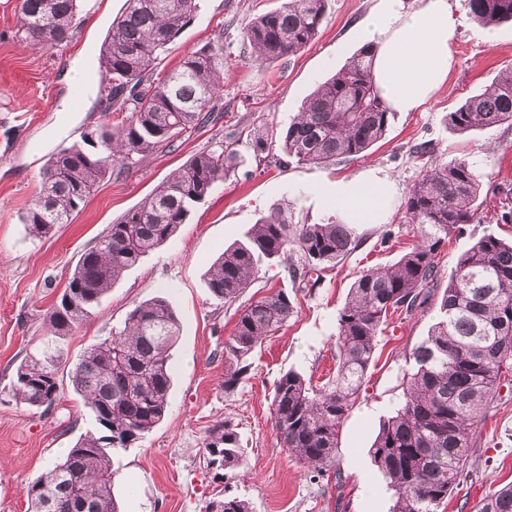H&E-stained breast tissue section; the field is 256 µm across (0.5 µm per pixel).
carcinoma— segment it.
<instances>
[{
    "mask_svg": "<svg viewBox=\"0 0 512 512\" xmlns=\"http://www.w3.org/2000/svg\"><path fill=\"white\" fill-rule=\"evenodd\" d=\"M328 0H284L259 14L238 38L260 62L281 60L317 37ZM471 18L483 27L512 21V0H468ZM197 0H127L102 44L99 70L108 82L106 110L128 116L117 127L87 132L59 147L47 160L43 188L20 216L29 236L49 235L68 223L105 178L128 162L159 149L174 151L189 130L221 119L224 91V28L216 41L188 53L181 64L155 74L162 54L191 22ZM20 29L32 46L59 44L76 29L79 0H17ZM374 45L321 84L281 133L255 129L246 144L263 160L278 149L297 165L354 158L383 139L390 111L376 88L371 65ZM512 126V67L448 113L458 134ZM239 141L217 142L173 171L139 206L108 225L69 275L46 319L42 356L20 363L13 391L32 407L52 406L60 393L58 339L91 315L127 269L161 247L187 223L195 205L235 172ZM424 161L402 210L421 228L415 245L392 266L360 273L338 312L336 377L324 384L289 370L277 380L272 419L280 447L323 477L336 467L340 428L356 403L374 358L378 334L390 313L407 315L437 306L440 317L413 350V365L399 381L403 401L380 425L370 448L374 465L393 491L391 512H436L464 474L474 426L501 380L512 376V240L493 233L462 254L438 293L441 244L493 204L498 221L512 224V184L483 192L482 178L465 159L443 161L420 144ZM360 243L342 220L294 224L288 209L276 208L234 243L208 273L212 295L227 306L258 279L264 259H278L295 290L311 288L323 265L337 262ZM224 340V393L231 395L248 375L258 346L294 313L288 289L279 288L237 310ZM180 323L168 300L154 297L135 305L122 328L87 348L70 373L73 391L92 413L96 430L25 486L31 512H118L112 494V451L139 443L166 416L172 387L170 352ZM207 467L221 476L243 467L236 429L221 421L204 442ZM207 512H252L247 500H213ZM479 512H512V486L484 499Z\"/></svg>",
    "mask_w": 512,
    "mask_h": 512,
    "instance_id": "cac0c4a2",
    "label": "carcinoma"
}]
</instances>
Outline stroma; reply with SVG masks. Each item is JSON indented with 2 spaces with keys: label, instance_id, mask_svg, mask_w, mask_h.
Segmentation results:
<instances>
[{
  "label": "stroma",
  "instance_id": "obj_1",
  "mask_svg": "<svg viewBox=\"0 0 512 512\" xmlns=\"http://www.w3.org/2000/svg\"><path fill=\"white\" fill-rule=\"evenodd\" d=\"M192 22L171 44L160 65L169 71L223 27L224 108L218 123L185 133L176 151H156L120 177L102 181L69 223L41 239L28 236L21 212L39 192L45 164L58 146L79 140L85 130L118 124L121 113L105 111L99 86L74 99L75 63L98 67L100 46L125 0H81L77 28L69 41L27 45L15 0H0V512H28L25 485L92 429V419L68 381L80 355L123 325L140 302L165 297L181 324L172 351L173 386L164 420L141 445L118 450L113 494L120 512H205L215 499L237 496L252 512H390L393 500L371 462L369 449L379 423L402 400L397 375L426 337L437 312L389 318L379 335L361 394L339 437L337 465L344 477H312L280 448L271 421L277 379L296 370L324 381L336 372L337 313L363 269L395 263L420 236L405 223L401 206L422 174L415 144L431 142L438 157L464 158L484 185L512 182V126L465 135L446 117L512 65V22L495 27V42L469 15L468 0H450L456 19L455 66L435 96L413 112L390 116L385 138L365 156L329 165L281 167L240 148V163L191 214L188 224L142 262L126 271L72 335L61 340L58 376L62 393L50 408H31L11 391L16 367L40 356L46 314L62 294L80 255L117 218L144 199L195 153L215 142L259 127L287 128L306 98L361 47L356 24L375 0H328L317 38L290 58L254 61L235 36L254 17L282 0H199ZM389 179L376 222L356 225L359 247L326 269L314 288L298 292L288 323L269 336L252 358L248 378L234 394L224 392V340L236 317L209 291L206 273L224 247L245 240L252 225L274 207L289 203L296 222L320 224L335 216L338 187L365 176ZM512 237L486 209L478 224L446 239L440 249L443 273L480 237ZM237 429L245 450L244 474L216 478L206 466L204 439L219 421ZM512 484V382H502L476 424L467 468L438 512H478L487 496Z\"/></svg>",
  "mask_w": 512,
  "mask_h": 512
}]
</instances>
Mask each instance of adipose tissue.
<instances>
[{"label": "adipose tissue", "mask_w": 512, "mask_h": 512, "mask_svg": "<svg viewBox=\"0 0 512 512\" xmlns=\"http://www.w3.org/2000/svg\"><path fill=\"white\" fill-rule=\"evenodd\" d=\"M455 22L449 0H418L405 10L402 0H377L359 24L376 52L372 77L389 108L412 112L447 81L454 64ZM384 183L374 178L338 189L336 207L353 223L373 222L382 207Z\"/></svg>", "instance_id": "obj_1"}]
</instances>
